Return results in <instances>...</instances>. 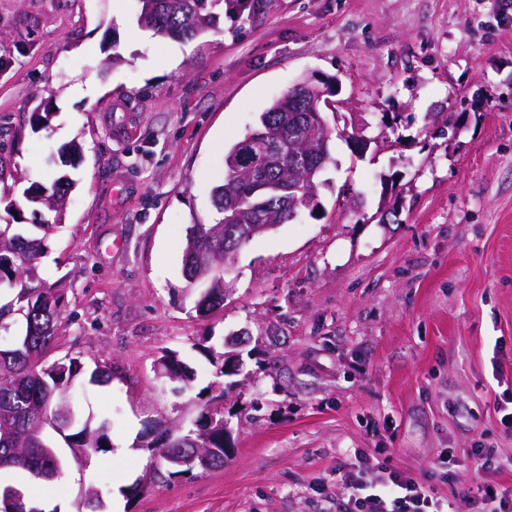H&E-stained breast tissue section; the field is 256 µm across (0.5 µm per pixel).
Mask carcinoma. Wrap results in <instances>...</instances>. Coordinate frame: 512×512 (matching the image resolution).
<instances>
[{
	"label": "carcinoma",
	"instance_id": "1",
	"mask_svg": "<svg viewBox=\"0 0 512 512\" xmlns=\"http://www.w3.org/2000/svg\"><path fill=\"white\" fill-rule=\"evenodd\" d=\"M141 4L137 15L140 27L178 40H191L218 26L224 5L254 15L267 6L269 0H137ZM310 111L309 102L287 93L271 102L260 113L255 126L234 142L224 155L223 181L211 189L219 214L214 224H193L187 229L183 254V272L190 280H210V286L196 302V311L206 313L223 304L224 292L219 281L209 273L208 263L217 258H229L238 249L233 227L249 224L268 225L258 232L263 236L290 222L289 205L294 200V187L305 167L315 169L313 181L334 161L331 142H315L310 129L292 122L294 113ZM70 182L57 179L42 187L47 200L27 196V200L53 215L34 225L27 232L16 224H0V287L12 291V297L0 302V331L11 328L15 317L12 307L20 306L19 296L27 293L34 299L49 294L52 305L32 312L23 320L24 332L15 355L0 360V412L13 413L8 431L10 442H0V471H11L41 478L40 460L49 454L55 463L54 477L65 470L66 462L55 450L50 434L59 436L70 448L72 459L82 464L90 452L109 446L112 420L108 416H87L68 426L60 419L68 406L70 394L84 374V365L67 355L49 360L55 346V330L64 312V293L50 289L25 275L27 266L37 267L46 250L45 237L36 232L56 228L61 211L59 202L66 197ZM216 375L224 376V345L205 348ZM161 369L177 378L183 386L194 381V372L175 351L160 357ZM211 397L197 419L189 427L168 429L160 442L150 441V447L162 448L169 455L189 457L194 448L204 445L215 448L214 465L224 464V409L213 405Z\"/></svg>",
	"mask_w": 512,
	"mask_h": 512
}]
</instances>
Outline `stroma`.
<instances>
[{
    "label": "stroma",
    "instance_id": "35a3bbf8",
    "mask_svg": "<svg viewBox=\"0 0 512 512\" xmlns=\"http://www.w3.org/2000/svg\"><path fill=\"white\" fill-rule=\"evenodd\" d=\"M136 16L135 0H0V224L41 223L24 190L68 177L38 263L65 292L55 353L112 375L72 392L81 413H111V448L28 499L78 512L95 487L106 512H336V467L360 451L457 512L477 482L512 487L497 409L512 390V0H271L188 41ZM304 78L339 80L346 102L321 207L241 248L223 306L199 315L186 229L213 223L227 147ZM350 119L382 143L357 161ZM242 330L229 457L169 477L139 436L198 417L214 378L201 345ZM170 350L189 388L158 377Z\"/></svg>",
    "mask_w": 512,
    "mask_h": 512
}]
</instances>
